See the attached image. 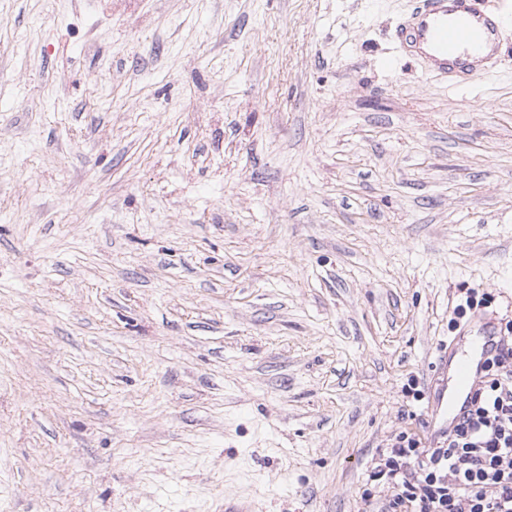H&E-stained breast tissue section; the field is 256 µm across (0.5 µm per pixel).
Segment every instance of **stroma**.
Masks as SVG:
<instances>
[{
    "label": "stroma",
    "instance_id": "1",
    "mask_svg": "<svg viewBox=\"0 0 512 512\" xmlns=\"http://www.w3.org/2000/svg\"><path fill=\"white\" fill-rule=\"evenodd\" d=\"M412 7L0 0V512H380L436 445L457 296L512 309V64L421 74ZM493 300L494 298L487 292H482L480 294L475 288L468 289L463 303L456 305L454 308V314L457 318H463L466 315L467 310L471 311L478 307H487Z\"/></svg>",
    "mask_w": 512,
    "mask_h": 512
}]
</instances>
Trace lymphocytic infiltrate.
<instances>
[{
    "label": "lymphocytic infiltrate",
    "instance_id": "lymphocytic-infiltrate-1",
    "mask_svg": "<svg viewBox=\"0 0 512 512\" xmlns=\"http://www.w3.org/2000/svg\"><path fill=\"white\" fill-rule=\"evenodd\" d=\"M478 381L472 408L436 447L398 433L368 479L388 489L382 512H512V320Z\"/></svg>",
    "mask_w": 512,
    "mask_h": 512
}]
</instances>
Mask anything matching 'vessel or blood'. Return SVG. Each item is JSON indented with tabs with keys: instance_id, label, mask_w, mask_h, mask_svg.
Segmentation results:
<instances>
[{
	"instance_id": "vessel-or-blood-1",
	"label": "vessel or blood",
	"mask_w": 512,
	"mask_h": 512,
	"mask_svg": "<svg viewBox=\"0 0 512 512\" xmlns=\"http://www.w3.org/2000/svg\"><path fill=\"white\" fill-rule=\"evenodd\" d=\"M504 19L492 0H415L395 32L399 48L429 77L471 81L498 73L507 61L501 51ZM460 357H449L451 386L440 389L432 408L447 426L471 408L473 387L501 346L494 320L479 322Z\"/></svg>"
}]
</instances>
